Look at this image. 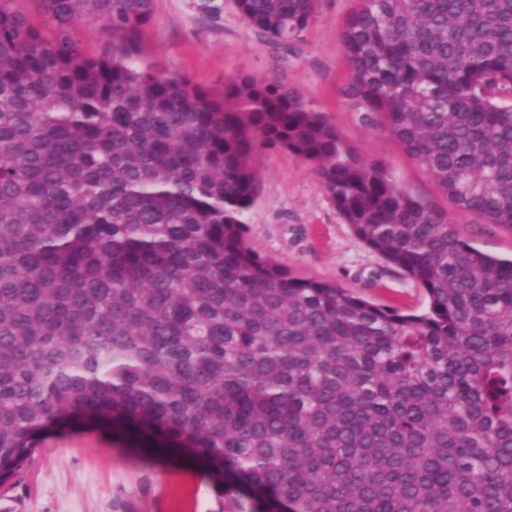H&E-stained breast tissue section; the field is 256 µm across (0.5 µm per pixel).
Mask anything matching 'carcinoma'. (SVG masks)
Returning <instances> with one entry per match:
<instances>
[{"instance_id": "carcinoma-1", "label": "carcinoma", "mask_w": 512, "mask_h": 512, "mask_svg": "<svg viewBox=\"0 0 512 512\" xmlns=\"http://www.w3.org/2000/svg\"><path fill=\"white\" fill-rule=\"evenodd\" d=\"M33 2L53 37L0 0V484L47 434L100 429L204 469L210 512H512V260L281 78L218 95L136 63L154 0ZM354 2L352 96L459 211L512 230V0ZM236 3L287 47L317 0ZM265 149L313 165L427 309L256 254ZM77 35L86 53L91 56H101L110 48L109 41L95 30L82 27L77 30Z\"/></svg>"}]
</instances>
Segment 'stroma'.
<instances>
[{
  "instance_id": "obj_1",
  "label": "stroma",
  "mask_w": 512,
  "mask_h": 512,
  "mask_svg": "<svg viewBox=\"0 0 512 512\" xmlns=\"http://www.w3.org/2000/svg\"><path fill=\"white\" fill-rule=\"evenodd\" d=\"M200 2L154 0L153 19L141 36L142 62L214 92L237 76L283 78L325 112L362 157L381 162L401 187L445 212L472 246L512 258V232L456 210L349 95L340 33L352 0H318L303 39L287 48L261 40L235 0H214L211 12L202 11ZM254 166L260 189L245 222L256 253L293 275L354 290L380 306L407 312L427 307L414 280L356 237L310 164L267 149ZM213 502L205 471L133 456L101 431L47 437L24 468L0 485V512H208Z\"/></svg>"
}]
</instances>
